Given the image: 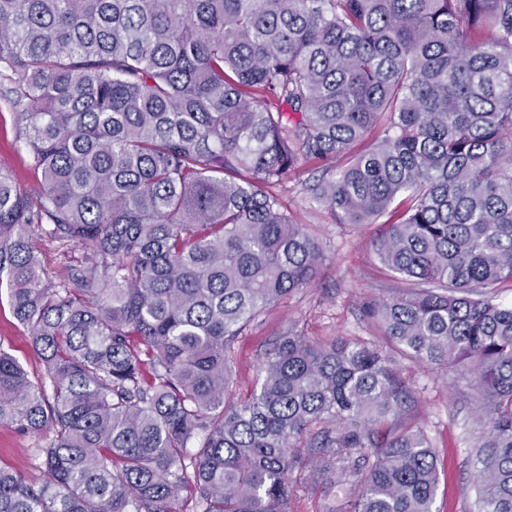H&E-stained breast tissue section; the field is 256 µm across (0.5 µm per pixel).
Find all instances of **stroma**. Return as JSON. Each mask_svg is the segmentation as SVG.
<instances>
[{"instance_id": "stroma-1", "label": "stroma", "mask_w": 512, "mask_h": 512, "mask_svg": "<svg viewBox=\"0 0 512 512\" xmlns=\"http://www.w3.org/2000/svg\"><path fill=\"white\" fill-rule=\"evenodd\" d=\"M15 121L14 112L0 101V166L10 170L20 190L34 195L43 175L17 142ZM281 194L297 222L308 225L325 243L326 260L311 285L262 312L236 340L234 376L243 393L259 377L265 352L277 336L287 332L313 341L339 337L385 345L380 327L366 310L399 285L374 253L376 225L336 223L326 207L311 201L298 179H289ZM0 348L16 357L32 379L43 376V364L27 328L14 318L5 301H0ZM388 354L412 392L403 419L425 428L437 457L434 512H476L473 445L482 427L474 416L477 392L472 375L461 368L415 364L393 348ZM42 441V436L0 425V461L27 479L43 480L33 458L34 448Z\"/></svg>"}]
</instances>
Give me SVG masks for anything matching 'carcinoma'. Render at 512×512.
Masks as SVG:
<instances>
[{"mask_svg":"<svg viewBox=\"0 0 512 512\" xmlns=\"http://www.w3.org/2000/svg\"><path fill=\"white\" fill-rule=\"evenodd\" d=\"M0 98L43 174L0 168V291L45 368L0 349V425L50 433L45 480L0 462V512H289L305 451L336 512H433L379 348L288 332L233 390L231 343L325 261L269 192L305 164L379 225L387 340L473 374L477 512H512V0H0ZM38 250L40 263L48 271H61L66 267L78 265L82 257L79 248L64 251L49 241H38Z\"/></svg>","mask_w":512,"mask_h":512,"instance_id":"obj_1","label":"carcinoma"}]
</instances>
